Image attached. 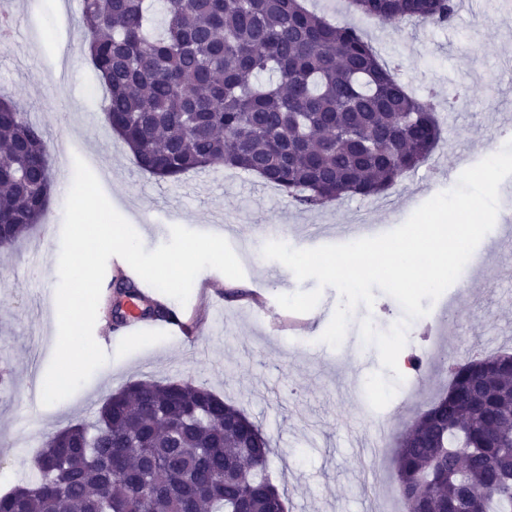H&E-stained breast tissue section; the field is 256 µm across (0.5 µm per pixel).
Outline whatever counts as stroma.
Returning <instances> with one entry per match:
<instances>
[{
    "label": "stroma",
    "instance_id": "1",
    "mask_svg": "<svg viewBox=\"0 0 512 512\" xmlns=\"http://www.w3.org/2000/svg\"><path fill=\"white\" fill-rule=\"evenodd\" d=\"M333 22L356 27L381 62L398 65V77L430 102L443 140L430 159L381 195L357 197L306 210L262 179L216 166L175 180L137 168L99 107L102 82L86 50L81 0L67 9L54 0H15L21 33L0 48V93L21 103L28 119L46 134L52 178L73 175L75 158L92 171L108 169L102 190L135 228L146 250L170 239V228L224 235L244 277L235 281L214 269L200 272L186 309L192 320L213 323L195 347H182L160 331L124 335L99 303L94 336L112 334L106 364L73 395L51 406L37 387L52 359L57 315L58 257L64 199L51 198L45 218L24 239L0 250V494L35 479L34 461L44 437L70 424H92L102 402L135 380H188L240 408L268 437L274 453L269 475L288 498V512H399L401 499L393 452L370 449L381 432L407 431L447 380L438 356H488L512 351V252L494 250L502 219L512 218V176L499 188L500 221L482 239L457 281L430 306L450 308L449 336L426 334V318L412 321L405 354L421 358L420 372L408 371L390 403L373 409L367 377L381 371L379 353L364 343L360 324L371 318L387 330L403 311L377 293L373 308L358 306L342 344L320 337L340 301L331 287L318 305L301 314L302 335H278L251 310V294L268 300L315 280L297 281L283 264L264 259L271 240L304 249L337 243L340 224H383L396 228L423 203L453 188L463 166L500 151L512 140V6L474 0L446 24L403 26L349 12L347 0H308ZM322 233L311 238L310 225Z\"/></svg>",
    "mask_w": 512,
    "mask_h": 512
}]
</instances>
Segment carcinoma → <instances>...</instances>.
Returning a JSON list of instances; mask_svg holds the SVG:
<instances>
[{
	"instance_id": "obj_1",
	"label": "carcinoma",
	"mask_w": 512,
	"mask_h": 512,
	"mask_svg": "<svg viewBox=\"0 0 512 512\" xmlns=\"http://www.w3.org/2000/svg\"><path fill=\"white\" fill-rule=\"evenodd\" d=\"M82 0L103 112L142 171L178 178L224 165L307 209L370 199L428 161L432 108L353 26L303 0ZM352 12L445 24L456 0H349ZM44 130L0 99V247L45 216ZM447 391L394 441L405 512H512V353L441 365ZM259 425L192 382L137 380L93 430L49 434L38 478L0 512H275Z\"/></svg>"
}]
</instances>
